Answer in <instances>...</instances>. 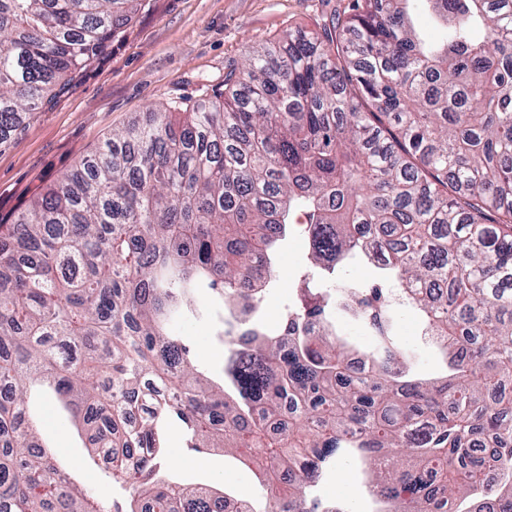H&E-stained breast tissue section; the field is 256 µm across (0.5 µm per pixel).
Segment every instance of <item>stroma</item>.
<instances>
[{
	"label": "stroma",
	"instance_id": "obj_1",
	"mask_svg": "<svg viewBox=\"0 0 512 512\" xmlns=\"http://www.w3.org/2000/svg\"><path fill=\"white\" fill-rule=\"evenodd\" d=\"M348 4L349 0H145L104 51L77 71L8 145L0 147V222L12 223L81 155L95 150L131 118L172 101L200 98L206 88L223 80L225 72L240 68L247 47L272 41L295 27L321 29ZM308 251L306 238L291 236L284 242L277 278L258 312L267 325H277L284 303L295 297L308 272ZM218 307L211 294L197 295L189 318L175 330L215 382L221 381L224 366V349L212 337L211 318ZM392 308L394 337L412 350L416 372L441 376L445 356L424 335L420 317L397 302ZM28 410L60 468L103 495L133 497V490L113 488L104 465L94 462L85 448L80 425L51 391L34 389ZM161 456L164 479L215 483L235 498L254 493L253 473L239 459L220 448L203 455L184 448L176 425L166 431ZM315 492L348 502L355 512L374 508L364 480L342 465L326 473Z\"/></svg>",
	"mask_w": 512,
	"mask_h": 512
}]
</instances>
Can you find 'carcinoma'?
Instances as JSON below:
<instances>
[{
  "label": "carcinoma",
  "instance_id": "obj_1",
  "mask_svg": "<svg viewBox=\"0 0 512 512\" xmlns=\"http://www.w3.org/2000/svg\"><path fill=\"white\" fill-rule=\"evenodd\" d=\"M410 2L352 0L248 48L223 87L134 117L0 224V512H256L159 477L171 417L187 448L247 452L264 512H353L310 492L339 461L370 470L380 512H512V0H424L435 42ZM141 7L0 0V146ZM296 228L314 266L356 257L375 283L334 280L268 330L254 314ZM386 282L444 376L413 373ZM198 288L230 316L220 386L173 333ZM337 303L368 345L337 334ZM37 384L136 498L56 466Z\"/></svg>",
  "mask_w": 512,
  "mask_h": 512
}]
</instances>
